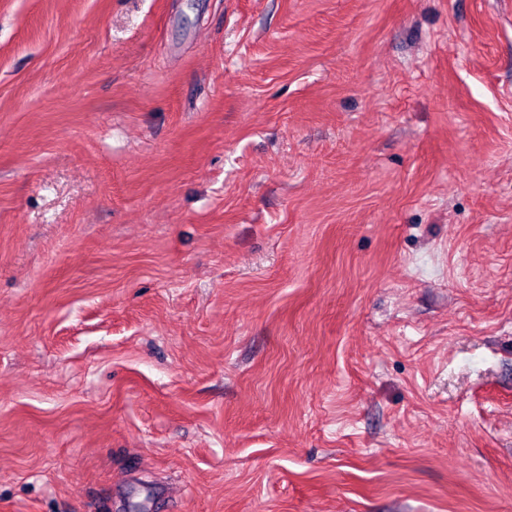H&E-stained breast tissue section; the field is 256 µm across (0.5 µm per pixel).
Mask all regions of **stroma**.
<instances>
[{
  "instance_id": "1",
  "label": "stroma",
  "mask_w": 512,
  "mask_h": 512,
  "mask_svg": "<svg viewBox=\"0 0 512 512\" xmlns=\"http://www.w3.org/2000/svg\"><path fill=\"white\" fill-rule=\"evenodd\" d=\"M512 512V0H0V512Z\"/></svg>"
}]
</instances>
